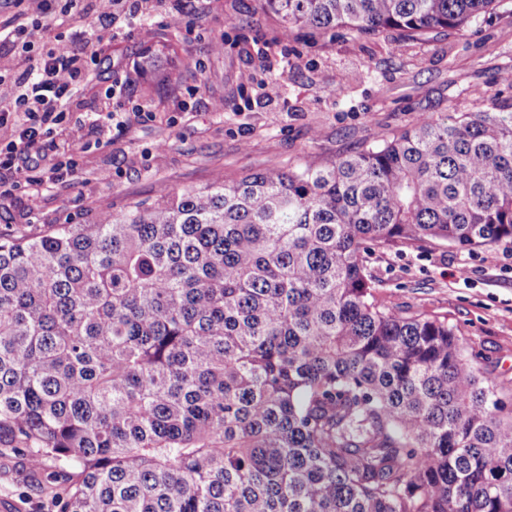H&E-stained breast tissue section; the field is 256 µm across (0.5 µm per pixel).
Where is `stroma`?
Wrapping results in <instances>:
<instances>
[{
    "mask_svg": "<svg viewBox=\"0 0 512 512\" xmlns=\"http://www.w3.org/2000/svg\"><path fill=\"white\" fill-rule=\"evenodd\" d=\"M103 44L144 116L89 138L67 181L0 194V229L82 224L99 210L237 180L269 167L326 164L390 139L424 114L512 112V0L451 33L400 39L300 28L283 33L260 0H187L180 21ZM223 50H216V43ZM189 98L188 111H176ZM223 111H215L216 103ZM377 301L394 313L447 319L467 358L512 409V244L461 251L431 240L367 244ZM30 450L0 442V512H57L67 485L30 477Z\"/></svg>",
    "mask_w": 512,
    "mask_h": 512,
    "instance_id": "obj_1",
    "label": "stroma"
}]
</instances>
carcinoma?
<instances>
[{"mask_svg": "<svg viewBox=\"0 0 512 512\" xmlns=\"http://www.w3.org/2000/svg\"><path fill=\"white\" fill-rule=\"evenodd\" d=\"M501 0H261L417 38ZM512 242V112L327 165L0 230V435L60 512H512V411L458 330L379 304L365 244Z\"/></svg>", "mask_w": 512, "mask_h": 512, "instance_id": "obj_1", "label": "carcinoma"}]
</instances>
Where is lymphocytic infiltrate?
I'll use <instances>...</instances> for the list:
<instances>
[{
	"instance_id": "lymphocytic-infiltrate-1",
	"label": "lymphocytic infiltrate",
	"mask_w": 512,
	"mask_h": 512,
	"mask_svg": "<svg viewBox=\"0 0 512 512\" xmlns=\"http://www.w3.org/2000/svg\"><path fill=\"white\" fill-rule=\"evenodd\" d=\"M183 4L184 0H64V13L91 21L73 45L50 42L52 0H27L24 9L0 19V57L17 48L38 53L30 63L0 76V172L11 176L15 188L28 192L43 183L30 163L29 151L36 143L52 145L64 137L67 149L54 167L57 178L64 179L74 175L73 155L84 148L90 131L120 126L130 115L144 113L143 105L125 103L124 82L116 72L98 118L86 125L64 124L79 88L96 78L92 62L113 31L151 10L178 18Z\"/></svg>"
}]
</instances>
